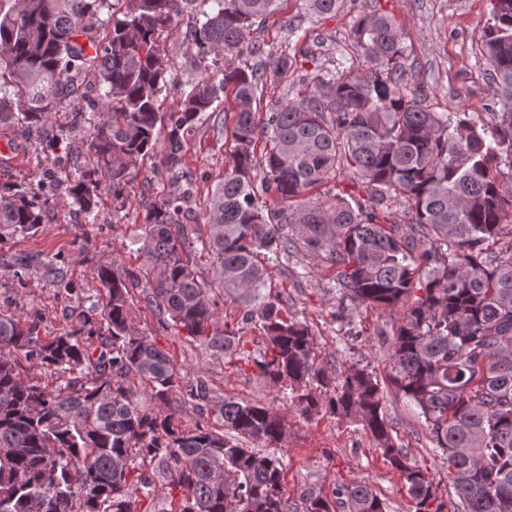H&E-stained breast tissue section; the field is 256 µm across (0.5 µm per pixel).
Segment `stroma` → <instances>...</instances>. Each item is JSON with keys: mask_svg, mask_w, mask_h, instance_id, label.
Returning a JSON list of instances; mask_svg holds the SVG:
<instances>
[{"mask_svg": "<svg viewBox=\"0 0 512 512\" xmlns=\"http://www.w3.org/2000/svg\"><path fill=\"white\" fill-rule=\"evenodd\" d=\"M374 12L395 21L402 36L405 76L412 90L424 94L429 109L465 111L477 124H494L501 105L481 54L491 0H342L336 15L324 18L312 16L306 0H278L275 11L263 24L253 26L250 35L267 50L287 51L296 63L287 76L268 81L258 91L257 122L303 95L317 75L356 65L357 57L344 55L343 50L356 19ZM192 17L189 11L181 15L175 31L161 45L164 63L183 81L198 75L184 44ZM217 110L218 117L208 118L191 134L185 159L183 181L193 186L191 206L198 224L204 223L210 196L229 163L232 99L219 101ZM1 155L6 161L0 163V185L37 182L49 168L40 140L9 131L0 137ZM162 156L157 150L131 166L127 200L120 213H113L111 201H104L96 223L82 226L66 200L58 198L50 221L35 236L1 243L0 307L41 316L43 331L53 334L65 328L67 308L98 296L99 265L114 262L125 270H139L144 259L132 251L130 240L140 234L146 210L178 189L161 163ZM35 253L53 258L65 274L69 291L57 289L51 280L38 275L18 280L13 257ZM304 265L310 268V276L297 278L296 270ZM328 268L325 254L300 253L288 267L272 269V292L285 313L310 326L317 361L329 376H341L353 362L386 370L397 314L364 309L354 313L351 321L337 322L336 294L326 286ZM131 295L138 331L166 351L187 379L207 382L214 403L227 397L261 402L284 417L288 437L282 448L283 490L288 504L297 505L301 491L309 486L329 496L338 486L363 481L383 500L386 512H414L399 473L387 464L362 425L325 413L303 416L279 387L259 376L252 359L264 351L265 338L260 326L243 322L239 303L217 294L216 318L228 324L248 351L245 359L206 353L185 331L160 320L143 289H134ZM386 415L410 458L434 480L445 479L446 469L434 456L413 407L390 393Z\"/></svg>", "mask_w": 512, "mask_h": 512, "instance_id": "obj_1", "label": "stroma"}]
</instances>
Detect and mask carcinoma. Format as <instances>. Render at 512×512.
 Masks as SVG:
<instances>
[{"label":"carcinoma","instance_id":"obj_1","mask_svg":"<svg viewBox=\"0 0 512 512\" xmlns=\"http://www.w3.org/2000/svg\"><path fill=\"white\" fill-rule=\"evenodd\" d=\"M196 0H0V129L42 133L52 114L95 94L99 108L76 112L90 138V161L54 159L52 185L84 219L95 221L103 197L125 205L129 166L158 143L160 97L179 90L168 115L163 163L179 182L188 139L229 86L233 150L210 199L205 237L187 224L191 190L162 199L132 240L144 257L142 277L103 265L106 290L93 336L95 306L69 309L67 328L42 335L41 319L0 310V512H135L133 489L145 498L157 475L181 489L179 512H386L366 483L341 485L335 498L309 487L290 510L277 452L286 425L271 407L232 397L216 421L237 437L197 424L184 427L172 396L199 411L211 389L183 381L164 350L133 325L130 289L147 299L212 355L243 354L217 326V283L260 323L266 347L253 359L259 375L290 394L301 413L322 411L367 430L396 470L415 512H512V187L493 163L512 167V0H496L483 35L490 78L503 111L491 127L466 112H433L411 90L400 64L401 39L384 13L352 26L350 47L361 65L328 71L309 93L266 114L270 147L254 163L255 94L287 75L293 60L249 58L248 41L277 0H205L186 32L200 79L178 82L161 58V39ZM339 0H309L317 17L336 14ZM122 17H117V12ZM107 17H102V13ZM112 25L108 41L99 32ZM353 168L368 193L311 190ZM398 201L407 224H387L375 207ZM49 197L17 184L0 186V242L33 236L46 223ZM498 255L489 259L491 248ZM324 253L341 310L379 308L399 315L389 372L351 364L330 378L317 363L307 323L288 318L267 288L270 265L286 266L299 249ZM213 259L215 283L201 279L192 254ZM422 296L414 297L415 285ZM52 378L21 375L19 358ZM332 387V395L317 391ZM405 398L448 468L441 491L412 463L385 414V389Z\"/></svg>","mask_w":512,"mask_h":512}]
</instances>
